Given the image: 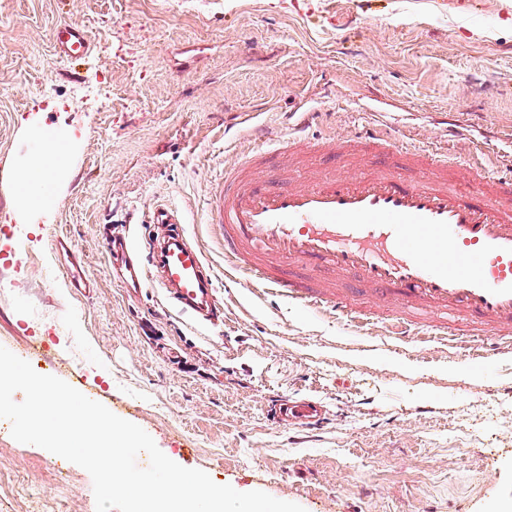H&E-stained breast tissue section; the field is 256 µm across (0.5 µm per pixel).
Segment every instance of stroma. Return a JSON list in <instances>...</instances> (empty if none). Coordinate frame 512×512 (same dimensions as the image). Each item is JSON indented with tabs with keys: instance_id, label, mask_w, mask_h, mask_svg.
Wrapping results in <instances>:
<instances>
[{
	"instance_id": "stroma-1",
	"label": "stroma",
	"mask_w": 512,
	"mask_h": 512,
	"mask_svg": "<svg viewBox=\"0 0 512 512\" xmlns=\"http://www.w3.org/2000/svg\"><path fill=\"white\" fill-rule=\"evenodd\" d=\"M455 2L0 0V183L51 155L57 131L72 136L53 203L30 209L0 260V346L36 344V372L77 369L103 405H134L129 422L217 484L305 512H491L512 496V352L484 357L487 336L467 324L460 342L426 337L421 318L395 344L361 285L363 329L307 318L249 292L206 222L213 184L252 146L248 119L276 137L303 101L321 114L310 138L401 114L400 138L512 174V12ZM65 21L91 34L90 59L55 55ZM452 124L471 138L449 140ZM160 204L211 266L222 322L122 285L105 244L138 243L151 267ZM75 264L86 286L73 291ZM303 400L320 406L317 424L274 419ZM488 403L471 440L468 418ZM0 512H96L92 479L0 419Z\"/></svg>"
}]
</instances>
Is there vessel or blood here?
Listing matches in <instances>:
<instances>
[{
  "label": "vessel or blood",
  "mask_w": 512,
  "mask_h": 512,
  "mask_svg": "<svg viewBox=\"0 0 512 512\" xmlns=\"http://www.w3.org/2000/svg\"><path fill=\"white\" fill-rule=\"evenodd\" d=\"M59 58L91 55L94 42L84 27L64 22L53 34ZM288 134L267 146L256 131V148L210 191L208 224L224 241V260L257 290L309 312H335L352 323L360 317L338 285L353 277L371 286L404 339L407 311L432 319L440 335L450 323L472 318L485 334L512 331V180L469 164L464 175L448 174L447 160L425 147L407 145L380 128L348 139L326 135L311 142L310 112H296ZM329 159L384 152L392 167L336 174L322 170L299 181L292 152ZM153 269L132 264L136 249L119 248L134 287H158L180 312L223 317L213 305V279L202 251L174 232L177 211L157 209ZM298 263L332 273L325 281L294 274Z\"/></svg>",
  "instance_id": "b4317fda"
}]
</instances>
